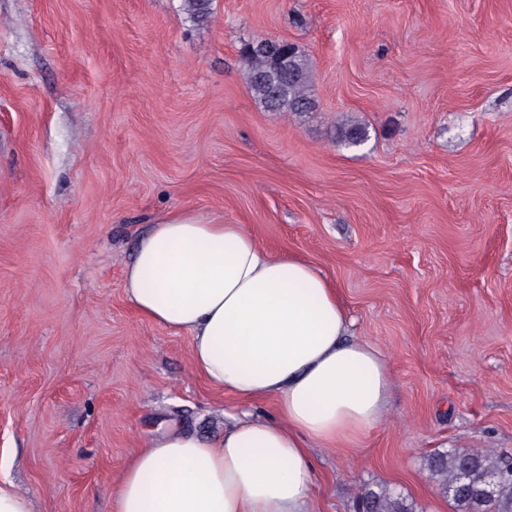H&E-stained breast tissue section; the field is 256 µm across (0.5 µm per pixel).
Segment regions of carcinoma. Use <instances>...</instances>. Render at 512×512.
Returning a JSON list of instances; mask_svg holds the SVG:
<instances>
[{
    "mask_svg": "<svg viewBox=\"0 0 512 512\" xmlns=\"http://www.w3.org/2000/svg\"><path fill=\"white\" fill-rule=\"evenodd\" d=\"M212 0H184V10L198 20ZM247 81L254 97L271 112H310L306 56L279 39H261L244 47ZM426 467L454 512H512V461L489 449H452L426 458ZM362 512H418L413 500L388 486L366 489Z\"/></svg>",
    "mask_w": 512,
    "mask_h": 512,
    "instance_id": "obj_1",
    "label": "carcinoma"
}]
</instances>
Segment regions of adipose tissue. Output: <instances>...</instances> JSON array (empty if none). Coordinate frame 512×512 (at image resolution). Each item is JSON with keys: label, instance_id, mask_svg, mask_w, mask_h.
<instances>
[{"label": "adipose tissue", "instance_id": "1", "mask_svg": "<svg viewBox=\"0 0 512 512\" xmlns=\"http://www.w3.org/2000/svg\"><path fill=\"white\" fill-rule=\"evenodd\" d=\"M125 294L144 318L190 337L194 371L277 416L246 413L203 439L171 428L123 469L112 512H309L311 445L356 448L385 416L392 376L355 339L313 263L272 252L242 224L183 212L138 242Z\"/></svg>", "mask_w": 512, "mask_h": 512}]
</instances>
